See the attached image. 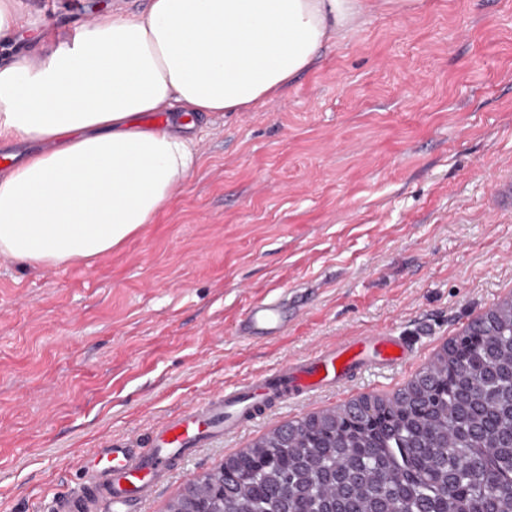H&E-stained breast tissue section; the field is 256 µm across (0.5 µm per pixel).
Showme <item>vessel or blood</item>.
I'll return each instance as SVG.
<instances>
[{"instance_id": "obj_1", "label": "vessel or blood", "mask_w": 512, "mask_h": 512, "mask_svg": "<svg viewBox=\"0 0 512 512\" xmlns=\"http://www.w3.org/2000/svg\"><path fill=\"white\" fill-rule=\"evenodd\" d=\"M287 310L276 299L251 303L239 324L249 339L281 335L288 327ZM405 342L381 334L352 340L302 359L282 364L254 382L213 395L186 409L178 418L160 423L148 438L150 449L140 454L115 445L102 452L106 463L92 467L86 483L74 494L55 499L52 512H83L89 499L109 500L112 512L149 499L167 476L174 456L193 452L208 438L235 429L241 414L260 398L282 392L309 393L324 383L347 380L368 362L394 365L409 358Z\"/></svg>"}]
</instances>
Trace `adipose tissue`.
<instances>
[{"label":"adipose tissue","mask_w":512,"mask_h":512,"mask_svg":"<svg viewBox=\"0 0 512 512\" xmlns=\"http://www.w3.org/2000/svg\"><path fill=\"white\" fill-rule=\"evenodd\" d=\"M364 0H147L80 23L47 55L13 51L0 0V255L34 267L111 252L198 167L196 124L309 70Z\"/></svg>","instance_id":"ef3b65f1"}]
</instances>
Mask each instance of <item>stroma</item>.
Segmentation results:
<instances>
[{
  "label": "stroma",
  "instance_id": "1",
  "mask_svg": "<svg viewBox=\"0 0 512 512\" xmlns=\"http://www.w3.org/2000/svg\"><path fill=\"white\" fill-rule=\"evenodd\" d=\"M23 45L116 5L24 0ZM254 108L201 120L200 164L154 223L89 262L0 256V512H47L89 452L145 437L286 361L383 332L411 357L285 398L185 457L132 512L169 503L276 426L391 398L473 318L512 297V0H387ZM280 296L296 318L247 340ZM290 319L288 311L278 299H264L251 303L239 324V333L248 339L281 335Z\"/></svg>",
  "mask_w": 512,
  "mask_h": 512
}]
</instances>
